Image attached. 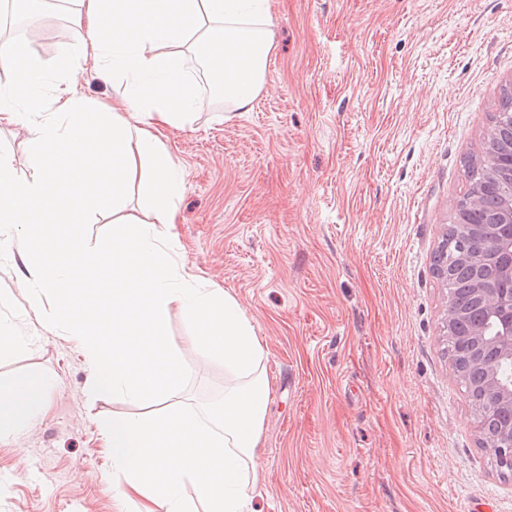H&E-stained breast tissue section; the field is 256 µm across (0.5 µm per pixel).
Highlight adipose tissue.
<instances>
[{
	"mask_svg": "<svg viewBox=\"0 0 512 512\" xmlns=\"http://www.w3.org/2000/svg\"><path fill=\"white\" fill-rule=\"evenodd\" d=\"M76 2L87 41L79 54L63 50L62 64L81 59L128 94L117 110L76 82L46 84L34 36L0 40V126H24L36 162L23 179L0 152V251L27 268V301L44 325L80 348L89 397L144 409L98 421L117 492L141 499L142 512H246L263 469L264 350L240 301L204 287L156 227L173 228L184 191L164 133L199 107L188 51L203 48L207 86L225 109L248 111L273 44L270 0ZM141 170L149 207L139 217L126 212V188ZM103 211L112 232L88 247L84 227ZM175 310L191 343L224 362L220 406L182 399L190 372L167 339ZM52 384L0 379V439L44 412Z\"/></svg>",
	"mask_w": 512,
	"mask_h": 512,
	"instance_id": "1",
	"label": "adipose tissue"
}]
</instances>
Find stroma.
Here are the masks:
<instances>
[{"label": "stroma", "mask_w": 512, "mask_h": 512, "mask_svg": "<svg viewBox=\"0 0 512 512\" xmlns=\"http://www.w3.org/2000/svg\"><path fill=\"white\" fill-rule=\"evenodd\" d=\"M74 0L48 7L36 50L49 77L79 53ZM274 48L248 112L202 93L169 134L181 162L175 250L243 305L270 396L251 512H512L448 360L447 292L432 256L469 188L502 85L512 0H271ZM0 254V320L31 347L0 378L57 376L44 416L0 442V512H138L120 499L74 343L29 307ZM192 377L187 403L224 396L223 361L168 325Z\"/></svg>", "instance_id": "1"}]
</instances>
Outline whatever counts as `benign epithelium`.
Instances as JSON below:
<instances>
[{"label": "benign epithelium", "instance_id": "1", "mask_svg": "<svg viewBox=\"0 0 512 512\" xmlns=\"http://www.w3.org/2000/svg\"><path fill=\"white\" fill-rule=\"evenodd\" d=\"M465 234L490 236L494 239V249L490 258L496 263L502 280L512 283V210L505 211L495 225H470L462 227ZM473 292L485 312L495 317L500 329L488 336L479 328L466 339V346L480 345L493 353L505 366L512 365V295L498 293L494 288H486L482 282L474 284ZM481 383L493 397L496 406L512 408V375H501L494 367L485 371ZM483 448H509L512 450V421L501 426L496 436L481 437Z\"/></svg>", "mask_w": 512, "mask_h": 512}]
</instances>
